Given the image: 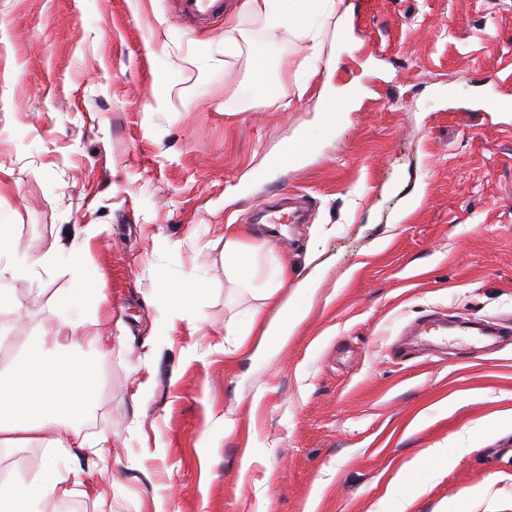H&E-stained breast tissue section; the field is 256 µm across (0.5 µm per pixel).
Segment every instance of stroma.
I'll return each mask as SVG.
<instances>
[{"instance_id":"1","label":"stroma","mask_w":512,"mask_h":512,"mask_svg":"<svg viewBox=\"0 0 512 512\" xmlns=\"http://www.w3.org/2000/svg\"><path fill=\"white\" fill-rule=\"evenodd\" d=\"M349 2L338 77L359 105L324 128L312 39L272 38L239 0L195 28L175 0H0V212L27 257L24 320L0 310L6 354L65 316L80 246L86 318L125 327L80 424L108 435L109 470L78 448L0 447V484L51 458L79 477L42 512H512V336L409 334L433 313L512 319V0ZM258 53L290 109L253 104ZM188 77L191 94L168 95ZM229 98L243 111L225 114ZM304 132L316 153L293 159ZM272 152L283 162L263 168ZM288 195L307 223L255 222ZM228 224L287 269L279 296L304 310L258 355L225 351V325L256 341L277 317L225 279ZM189 276L191 303L160 292Z\"/></svg>"}]
</instances>
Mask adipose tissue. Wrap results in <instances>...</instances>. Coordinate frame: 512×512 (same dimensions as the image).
<instances>
[{
    "mask_svg": "<svg viewBox=\"0 0 512 512\" xmlns=\"http://www.w3.org/2000/svg\"><path fill=\"white\" fill-rule=\"evenodd\" d=\"M293 13L279 11L276 0H243L246 12H264L272 36L299 32L302 13H319L326 18L338 16L341 0H299ZM340 65L339 51H332L324 64V76L316 96V110L324 123H332L337 113L352 111L359 94L357 82L335 80ZM224 273L254 298L276 300L288 273L275 267L261 272L253 255L244 250L237 228L224 227ZM112 347L111 337L89 330L85 320L66 319L50 331L40 334L27 346L23 361L0 364V447L20 443L22 436L60 448L65 442L89 450L99 461H106L109 439L82 438L78 431L81 414L91 407L87 384L94 379L91 364L81 358L87 350L104 356ZM71 490L58 469L52 468L31 480L0 485V512H40L41 502L50 495L68 496Z\"/></svg>",
    "mask_w": 512,
    "mask_h": 512,
    "instance_id": "obj_1",
    "label": "adipose tissue"
}]
</instances>
